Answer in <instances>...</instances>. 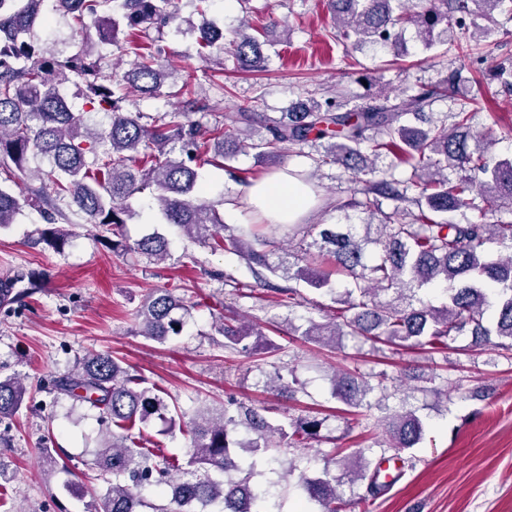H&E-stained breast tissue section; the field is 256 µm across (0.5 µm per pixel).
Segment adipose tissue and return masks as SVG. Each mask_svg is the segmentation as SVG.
Masks as SVG:
<instances>
[{"instance_id": "ef3b65f1", "label": "adipose tissue", "mask_w": 512, "mask_h": 512, "mask_svg": "<svg viewBox=\"0 0 512 512\" xmlns=\"http://www.w3.org/2000/svg\"><path fill=\"white\" fill-rule=\"evenodd\" d=\"M242 197L258 220L267 224L299 223L314 206L308 188L285 171L247 186Z\"/></svg>"}]
</instances>
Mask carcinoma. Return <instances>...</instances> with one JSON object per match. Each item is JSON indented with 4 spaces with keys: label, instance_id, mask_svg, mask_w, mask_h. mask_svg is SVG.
<instances>
[{
    "label": "carcinoma",
    "instance_id": "obj_1",
    "mask_svg": "<svg viewBox=\"0 0 512 512\" xmlns=\"http://www.w3.org/2000/svg\"><path fill=\"white\" fill-rule=\"evenodd\" d=\"M46 0H0V229L17 223L27 206L37 207L46 227L37 242L61 253L73 234L56 226L81 214L94 227L116 235L139 216L130 199L152 190L156 214L211 250H232L246 262L255 282L269 285L265 272L321 289L332 277L350 279L340 320H308L302 336L334 347L347 336L398 347L448 348L458 336L470 345H491L512 353V224L484 220L456 224L450 212L474 208L472 194L490 207L512 208V160L488 155L492 130L473 129L472 114H453L455 122L435 120L425 112L435 91L423 89L391 105H372L342 112L334 100L309 98L278 117L243 104L211 122L217 106L185 100L161 115L124 112L125 88L158 98L170 72L160 62L161 49L147 31L167 25L179 0H56L57 10L71 16L74 34L91 42L71 55L53 54L35 33L50 18ZM506 0H330L337 33L357 44L397 46L398 30L417 27L425 47L434 44L439 25H477ZM246 23L223 43L240 69L264 68L261 42ZM132 53L136 61L122 80L112 79V51ZM74 85L88 110L75 112L67 102ZM109 118L105 126L86 115ZM476 147L470 148V142ZM310 146L316 165L333 163L366 176L358 195L342 204L372 216L380 199L395 202L379 224H288V244L258 235L245 224L229 232L211 204L200 200L199 170L249 150L270 155L288 146ZM388 152L410 166L398 180L377 176L375 159ZM36 161L48 169L31 168ZM24 187L16 194L12 187ZM417 207L410 211L405 204ZM494 242L506 254L491 258L485 245ZM149 261L165 260L168 239L153 232L132 245L112 241V248ZM284 252L274 264L270 256ZM191 306L167 288L150 293L134 312L137 333L162 343L183 332ZM221 346L249 351L246 340L260 336L254 326L234 317L215 323ZM398 377L386 370L354 371L333 377L335 395L350 409L370 406L375 393L387 398L397 391ZM269 390L294 398L300 387L290 368L266 376ZM54 390L99 413L108 425L100 431L93 465L106 489L93 500L94 512H276L273 485L253 486L250 477L275 462L269 455L280 442L300 447L319 435L327 418L306 415L272 424L262 409L243 404L230 408L201 406L184 430L191 448L181 464L175 458L153 459L133 430L159 419L176 426L185 415L155 385L131 371L109 352H90L77 366L53 380ZM27 387L13 375L0 377V422L22 407ZM388 437L387 449L400 453L417 445L424 434L417 409L401 406L376 419ZM360 457L343 463L351 480L365 482L355 499H344L342 478L324 471L303 478L301 487L320 512H342L366 504L387 490ZM149 490L166 503L144 497Z\"/></svg>",
    "mask_w": 512,
    "mask_h": 512
}]
</instances>
